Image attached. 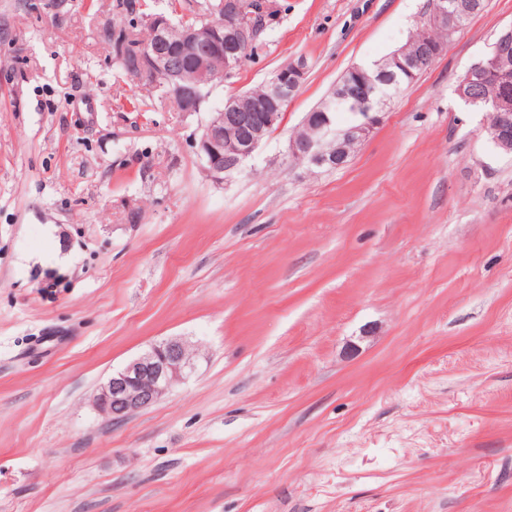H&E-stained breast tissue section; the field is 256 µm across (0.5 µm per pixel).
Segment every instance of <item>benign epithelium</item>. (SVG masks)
<instances>
[{
	"mask_svg": "<svg viewBox=\"0 0 512 512\" xmlns=\"http://www.w3.org/2000/svg\"><path fill=\"white\" fill-rule=\"evenodd\" d=\"M471 9L472 5L464 0L449 3L445 0L430 17V24L447 30L451 40ZM182 15L180 33L175 40L170 38L169 17L162 13L144 16L154 42L144 50L137 64L128 68V74L143 83L161 71L170 73V95L179 101L182 111L196 112L203 92L232 76L254 50L257 32L252 15L237 0H229L218 16L199 10L184 11ZM447 49L446 42L426 45L417 54L397 49L384 57V62H374L371 68L352 67L357 82L337 86L325 108L306 113L302 122L305 133L289 138V157L307 159L320 168L344 165L381 121L382 111L367 112L362 122L340 132L335 130V113L328 111L335 99H364L372 92L369 72H375L379 78L397 72L411 74L414 69L426 66L429 58L445 54ZM188 66L194 73L191 83L180 79ZM305 75V61H291L267 81L265 98L253 101L245 109L240 98L233 96L224 101L221 109L211 113L195 146L213 180L222 182L224 175L240 170L262 143L284 126V100L299 89ZM455 93L465 104L476 105L488 114L484 127L488 138L501 152L512 155V26L503 29L489 50L467 68L458 80ZM194 360V352L180 339L157 342L112 372L94 395V407L99 415L114 422L127 420L184 382L194 369Z\"/></svg>",
	"mask_w": 512,
	"mask_h": 512,
	"instance_id": "benign-epithelium-1",
	"label": "benign epithelium"
}]
</instances>
